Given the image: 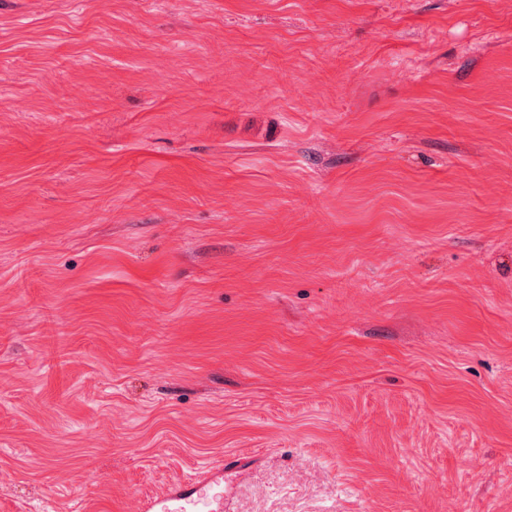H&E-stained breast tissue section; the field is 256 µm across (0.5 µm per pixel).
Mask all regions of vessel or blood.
<instances>
[{
  "instance_id": "b4317fda",
  "label": "vessel or blood",
  "mask_w": 512,
  "mask_h": 512,
  "mask_svg": "<svg viewBox=\"0 0 512 512\" xmlns=\"http://www.w3.org/2000/svg\"><path fill=\"white\" fill-rule=\"evenodd\" d=\"M231 473L221 463L203 467L161 494L142 498L139 512H236Z\"/></svg>"
}]
</instances>
